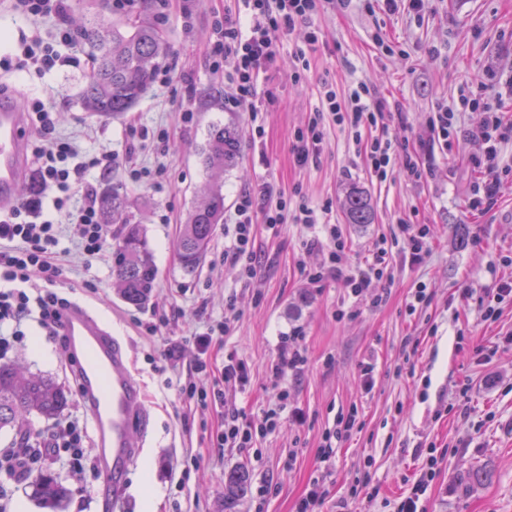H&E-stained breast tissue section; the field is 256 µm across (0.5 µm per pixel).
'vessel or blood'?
I'll return each mask as SVG.
<instances>
[{
  "instance_id": "obj_1",
  "label": "vessel or blood",
  "mask_w": 512,
  "mask_h": 512,
  "mask_svg": "<svg viewBox=\"0 0 512 512\" xmlns=\"http://www.w3.org/2000/svg\"><path fill=\"white\" fill-rule=\"evenodd\" d=\"M30 129L18 100L0 94V203L15 202L26 167ZM62 357L75 370L79 395L93 424V460L103 477L102 505L115 507L127 467L137 450L133 434L146 414L129 356L104 320L85 304L66 309L60 320Z\"/></svg>"
}]
</instances>
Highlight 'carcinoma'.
<instances>
[{
	"label": "carcinoma",
	"instance_id": "obj_1",
	"mask_svg": "<svg viewBox=\"0 0 512 512\" xmlns=\"http://www.w3.org/2000/svg\"><path fill=\"white\" fill-rule=\"evenodd\" d=\"M141 10L120 21L107 15V0H96L97 10L74 19L88 47L91 70L80 95L82 108L100 116L118 117L129 111L154 81L158 63L169 56L171 45L155 9V0H141ZM240 134L233 124H213L200 155L206 181L200 201L190 211L177 243L180 264L188 273L200 267L218 224L224 219V171L235 166ZM345 210L349 223L369 224L372 209L366 195L347 194ZM104 224H118L124 233L113 251L112 272L124 300L144 302L154 285L156 269L132 203L114 188L100 200ZM69 404L64 388L55 380L27 372L20 362L0 364V430L20 431L29 417H52ZM490 471L474 468L460 478L472 487L487 481ZM251 490L250 472L236 467L224 473V512H239ZM35 495L50 512H64L71 490L54 474L40 475Z\"/></svg>",
	"mask_w": 512,
	"mask_h": 512
}]
</instances>
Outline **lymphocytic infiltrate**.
<instances>
[{"instance_id": "obj_1", "label": "lymphocytic infiltrate", "mask_w": 512, "mask_h": 512, "mask_svg": "<svg viewBox=\"0 0 512 512\" xmlns=\"http://www.w3.org/2000/svg\"><path fill=\"white\" fill-rule=\"evenodd\" d=\"M66 0H12L18 14L53 22L56 37L51 41L33 40L22 43L16 58L1 57L0 70L35 68L45 72L66 62L61 52L76 42L77 36L65 23ZM247 11L249 28L241 30L238 22L225 15H215V40L211 45L209 65L219 69L230 66L231 84L224 97L228 112H245L250 116L251 135L263 137V102L257 92L260 71L276 56L274 36L279 32L308 31L307 41L316 44L312 33L313 19L319 13L321 0H242ZM512 98V81L505 89L494 82L479 83L475 90L461 93L457 102L438 103L429 120L431 136L440 145H447L457 130L461 113L481 110L482 118L472 131L482 144L480 154L471 163L480 173L470 187L469 206L486 213L497 204L500 189L512 179V167H501L498 157L504 145L512 143V122H504L499 108L503 97ZM28 124L34 133L31 155L35 166V190L16 205L0 209V360L23 342L30 325H37L47 335L57 336L59 320L70 301L55 286L62 274V261L69 253L63 244V227H70L80 251L88 256L100 254L107 236L100 220L96 195L86 179L90 171L110 175L113 168L125 166L131 177H141L132 156L121 157L112 152L84 154L74 142L59 134L56 109L47 100L28 98L23 102ZM333 116L340 129L352 138L364 156L368 170L377 178H386L390 169H399L411 182L421 181L426 171L420 155L410 146L397 147L389 134L393 113L376 101L365 83L352 88L346 103H339L335 89L324 92L320 107L314 111L304 129L294 135L293 157L304 166L317 158L323 148V125L326 116ZM374 135L363 138L364 130ZM332 208L330 202L312 206L294 203L272 183L260 181L243 192L231 218L233 235L224 247V259L240 266L243 277L254 272L255 224L264 222L268 229L293 221L306 227H320V235L305 240L304 248L319 247L325 252L322 267L309 273L311 281H341L352 296L372 292L391 279L392 248L405 244L410 264H421L430 250L431 229L426 224L399 222L397 237L380 238L371 249L365 267L349 269L341 265L340 255L345 240L337 225L323 222ZM64 216L65 224L54 222V215ZM233 319L224 316L206 320L204 331L191 338L167 337L164 354L169 365L183 359L187 346L195 354L189 372L177 380L179 395L186 400L213 403L222 410V427L217 430L213 445L217 448L245 450L256 438L275 431L285 421L290 406L289 377L301 373L306 357L298 336L282 342L276 359L268 368V376L276 392V401L269 408L261 425H254L227 389H242L248 382L245 363L235 354H227L219 383H211L210 350L230 331ZM87 428L80 416L71 415L48 426L20 448H0V473L11 481H20L38 472L46 456H55L63 465L81 470L91 459L85 450Z\"/></svg>"}]
</instances>
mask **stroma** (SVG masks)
<instances>
[{
	"instance_id": "obj_1",
	"label": "stroma",
	"mask_w": 512,
	"mask_h": 512,
	"mask_svg": "<svg viewBox=\"0 0 512 512\" xmlns=\"http://www.w3.org/2000/svg\"><path fill=\"white\" fill-rule=\"evenodd\" d=\"M367 0H333L315 17L316 47L302 33L281 35L274 60L261 72L260 97L268 98L263 114L265 135L252 140L248 115L224 109L228 78L210 69L208 46L214 14L238 17L240 0H167L164 28L172 51L161 65L168 83L154 82L121 118L104 119L84 112L79 95L90 63L84 43L74 50L78 66L47 74L36 71L0 78L17 98L39 97L58 111L59 132L83 151L119 154L133 151L146 169H166L164 179L135 183L123 169L105 177L91 176L96 192L122 188L135 202L147 248L157 269L155 286L142 305L127 303L114 285L112 254H81L72 239L58 288L72 300L101 313L113 336L133 360L151 405L146 432L152 480L158 491L155 512H224V474L243 466L252 484L269 481L274 491L264 501L245 499L240 512H295L310 482L324 478L329 491L318 512H396L419 477L429 445L446 449L421 512H512V301L500 304L497 319L484 320L480 299L484 289L512 276V184L505 185L495 209L471 212L470 187L476 177L469 159L478 143L466 136L479 113L461 117L462 131L451 138L449 151L430 143L429 117L436 105L453 102L462 90L488 74L512 75V0H431L423 19L400 11L387 15L368 10ZM306 54V80L294 73L298 54ZM329 82L346 95L365 82L375 98L399 105L390 124L394 139L413 126L424 145L421 162L428 174L421 182L406 181L402 172L386 180L372 176L357 147L334 122H327L318 163L302 168L294 162L292 141L321 101V84ZM192 111V122L181 120ZM138 123L149 131L166 129L163 151L153 141L131 142L128 127ZM234 123L242 133L240 157L224 174V205L265 179L285 190L300 188L302 201L316 205L330 200L327 219L339 225L346 240L343 265H365L373 240L393 237L399 221L430 225L434 235L421 264L404 258L403 246L391 256L393 280L382 302L373 296L348 294L335 280L309 281L307 269L318 267L322 252L306 251L303 240L313 232L300 224L267 229L258 224L253 278L225 265L224 230L216 228L200 268L183 270L176 244L181 224L197 201L204 180L198 155L211 123ZM363 191L373 208L368 224L349 223L344 200L350 189ZM426 285L428 305L409 311L411 294ZM233 304L235 320L214 358L234 353L249 372L236 404L253 423H261L275 399L267 370L283 337L300 334L307 362L289 378L291 402L302 421H290L257 438L255 452L212 447L217 425L215 409L191 405L176 390L164 388L159 367L165 366L164 339L187 336L205 316L222 317ZM163 309L169 324L148 337L144 327L154 309ZM354 316L337 318L340 309ZM49 359L32 347L16 357L33 374L55 379L69 393L67 413L85 415L73 371L61 359L62 340L33 330ZM374 365V385L360 377L364 359ZM357 408L362 426L342 441L329 472H322L318 446L328 423ZM197 456V466L187 464ZM485 465L492 479L468 490L459 472ZM51 470L72 490L66 512H100L97 471L78 472L47 457ZM371 477V494L352 497L362 474Z\"/></svg>"
}]
</instances>
